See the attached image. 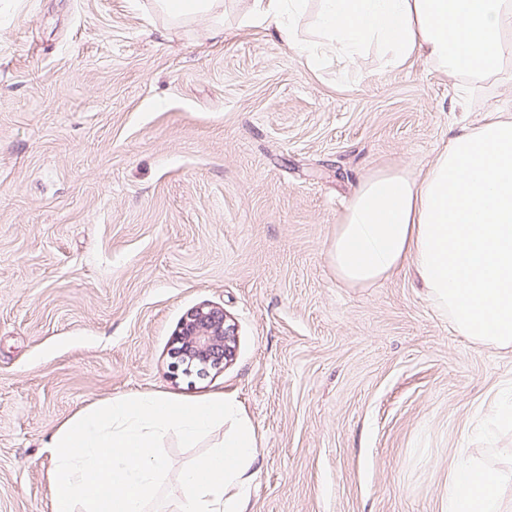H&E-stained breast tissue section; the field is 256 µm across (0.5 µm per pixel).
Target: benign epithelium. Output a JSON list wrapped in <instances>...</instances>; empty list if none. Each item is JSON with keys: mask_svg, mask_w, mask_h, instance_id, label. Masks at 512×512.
I'll return each instance as SVG.
<instances>
[{"mask_svg": "<svg viewBox=\"0 0 512 512\" xmlns=\"http://www.w3.org/2000/svg\"><path fill=\"white\" fill-rule=\"evenodd\" d=\"M237 328L224 308L208 303L190 308L172 333L171 370L175 376L204 378L233 362Z\"/></svg>", "mask_w": 512, "mask_h": 512, "instance_id": "7a95c632", "label": "benign epithelium"}]
</instances>
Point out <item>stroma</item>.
I'll return each instance as SVG.
<instances>
[{
    "label": "stroma",
    "instance_id": "1",
    "mask_svg": "<svg viewBox=\"0 0 512 512\" xmlns=\"http://www.w3.org/2000/svg\"><path fill=\"white\" fill-rule=\"evenodd\" d=\"M248 6L0 0V512H49L42 443L123 393L233 397L247 512H448L460 455L512 467V428L479 434L512 350L458 335L410 270L350 288L328 258L360 176L426 168L512 83L374 48L356 79L314 72ZM202 302L234 319L235 359L174 377ZM214 0H156L159 11L172 20L188 16L203 17L213 7Z\"/></svg>",
    "mask_w": 512,
    "mask_h": 512
}]
</instances>
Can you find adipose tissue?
I'll list each match as a JSON object with an SVG mask.
<instances>
[{"mask_svg":"<svg viewBox=\"0 0 512 512\" xmlns=\"http://www.w3.org/2000/svg\"><path fill=\"white\" fill-rule=\"evenodd\" d=\"M314 32L298 22L308 0H251L246 24L274 30L311 70L326 58L359 71L368 48L398 68L414 59L456 78L512 81V0H317ZM337 280L367 288L412 268L457 334L512 348V109L459 127L424 174L362 175L328 249ZM512 472L460 460L448 512H505Z\"/></svg>","mask_w":512,"mask_h":512,"instance_id":"1","label":"adipose tissue"}]
</instances>
